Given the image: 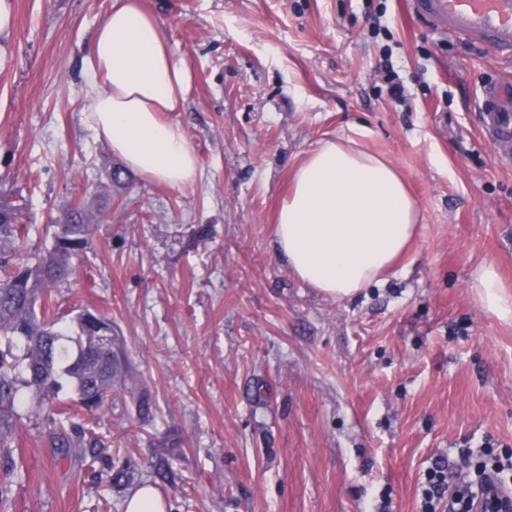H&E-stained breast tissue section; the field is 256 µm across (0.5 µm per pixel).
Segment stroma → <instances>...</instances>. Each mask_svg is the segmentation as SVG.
I'll return each instance as SVG.
<instances>
[{"instance_id":"obj_1","label":"stroma","mask_w":512,"mask_h":512,"mask_svg":"<svg viewBox=\"0 0 512 512\" xmlns=\"http://www.w3.org/2000/svg\"><path fill=\"white\" fill-rule=\"evenodd\" d=\"M143 2L192 73L166 115L199 158L186 187L124 170L82 123L84 59L112 0H14L0 195L24 204L35 242L72 202L95 214L56 300L111 319L157 412L140 421L119 399L100 412L105 459L61 456L22 420L0 512H124L119 469L168 512H419L434 459L460 475L461 449L512 446V326L472 288L485 262L512 288V159L476 116L512 60L423 26L408 0ZM356 134L402 172L423 220L385 282L340 300L288 271L272 238L292 169Z\"/></svg>"}]
</instances>
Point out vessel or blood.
Listing matches in <instances>:
<instances>
[{"label": "vessel or blood", "mask_w": 512, "mask_h": 512, "mask_svg": "<svg viewBox=\"0 0 512 512\" xmlns=\"http://www.w3.org/2000/svg\"><path fill=\"white\" fill-rule=\"evenodd\" d=\"M410 5L423 25L512 57V0H410ZM479 112L482 136L499 156L511 158L512 83L485 84Z\"/></svg>", "instance_id": "1"}]
</instances>
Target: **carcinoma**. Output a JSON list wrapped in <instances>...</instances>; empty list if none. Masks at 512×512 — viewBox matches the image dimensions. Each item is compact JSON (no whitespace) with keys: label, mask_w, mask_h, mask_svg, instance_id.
I'll return each instance as SVG.
<instances>
[{"label":"carcinoma","mask_w":512,"mask_h":512,"mask_svg":"<svg viewBox=\"0 0 512 512\" xmlns=\"http://www.w3.org/2000/svg\"><path fill=\"white\" fill-rule=\"evenodd\" d=\"M0 214L5 215L0 219V503H4L15 471L14 429L23 413L47 424L50 444L59 454L81 448L101 458L107 445L84 416L101 411L119 391L130 394L144 420L154 415L156 407L136 390L128 364L112 363V353L91 345L78 352L89 339V308L66 322L56 312L50 285L66 283L72 259L87 248L93 229L89 210L73 204L61 212L52 225L51 246L39 251L29 248L19 204L1 201ZM65 384L84 415L56 418L53 401Z\"/></svg>","instance_id":"carcinoma-1"}]
</instances>
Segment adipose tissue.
I'll use <instances>...</instances> for the list:
<instances>
[{"instance_id":"ef3b65f1","label":"adipose tissue","mask_w":512,"mask_h":512,"mask_svg":"<svg viewBox=\"0 0 512 512\" xmlns=\"http://www.w3.org/2000/svg\"><path fill=\"white\" fill-rule=\"evenodd\" d=\"M85 67L81 113L94 137L133 173L174 188L194 184L199 159L165 118L181 111L191 75L142 0H112ZM419 222L397 168L342 136L320 141L293 169L274 246L301 281L345 299L384 282ZM473 286L484 309L512 321V296L494 265H481Z\"/></svg>"}]
</instances>
